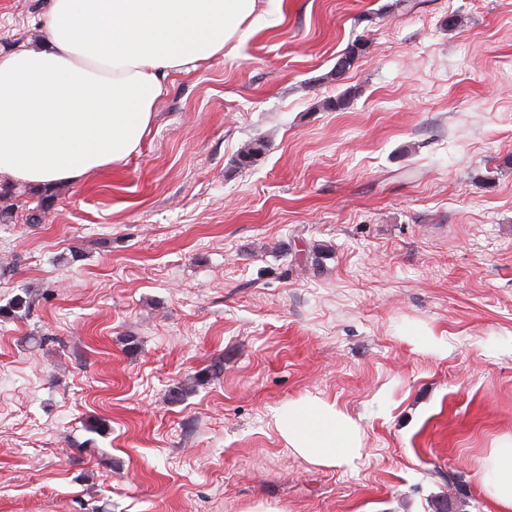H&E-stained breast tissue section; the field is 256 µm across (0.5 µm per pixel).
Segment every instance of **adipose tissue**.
Instances as JSON below:
<instances>
[{"instance_id": "obj_1", "label": "adipose tissue", "mask_w": 512, "mask_h": 512, "mask_svg": "<svg viewBox=\"0 0 512 512\" xmlns=\"http://www.w3.org/2000/svg\"><path fill=\"white\" fill-rule=\"evenodd\" d=\"M264 0H46L44 35L0 53V186L75 185L124 164L153 122L171 76L223 57L249 38ZM288 452L354 467L361 427L310 395L273 414ZM480 480L512 512V438L498 441Z\"/></svg>"}]
</instances>
